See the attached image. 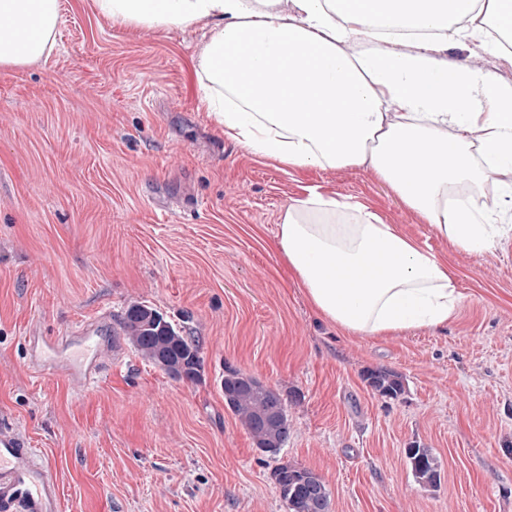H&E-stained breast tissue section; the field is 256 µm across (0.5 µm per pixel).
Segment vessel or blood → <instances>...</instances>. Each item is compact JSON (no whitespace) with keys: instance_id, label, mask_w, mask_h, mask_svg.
<instances>
[{"instance_id":"vessel-or-blood-1","label":"vessel or blood","mask_w":512,"mask_h":512,"mask_svg":"<svg viewBox=\"0 0 512 512\" xmlns=\"http://www.w3.org/2000/svg\"><path fill=\"white\" fill-rule=\"evenodd\" d=\"M102 326V321L93 320L68 336L29 337L30 367L68 381L96 382L105 370L99 343ZM61 501L55 466L18 426L0 422V512H61Z\"/></svg>"}]
</instances>
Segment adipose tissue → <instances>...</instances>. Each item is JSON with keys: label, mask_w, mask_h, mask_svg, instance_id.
Segmentation results:
<instances>
[{"label": "adipose tissue", "mask_w": 512, "mask_h": 512, "mask_svg": "<svg viewBox=\"0 0 512 512\" xmlns=\"http://www.w3.org/2000/svg\"><path fill=\"white\" fill-rule=\"evenodd\" d=\"M113 27L199 28L201 108L225 136L286 168L370 165L455 250L512 235L496 206L462 195L486 170L512 197V84L444 59L479 38L475 17L512 31V0H94ZM425 31L412 53L379 52L381 19ZM59 0H0V68L49 54ZM358 52H347V43ZM252 65L239 70L237 51ZM448 137H441V129ZM275 248L327 321L349 336L446 326L458 307L447 262L366 206L309 191L280 217Z\"/></svg>", "instance_id": "ef3b65f1"}]
</instances>
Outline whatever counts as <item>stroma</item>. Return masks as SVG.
Wrapping results in <instances>:
<instances>
[{"mask_svg": "<svg viewBox=\"0 0 512 512\" xmlns=\"http://www.w3.org/2000/svg\"><path fill=\"white\" fill-rule=\"evenodd\" d=\"M47 58L0 69V417L56 466L62 512H287L277 463L313 470L330 512H512V241L455 250L367 165L284 170L198 107L199 30L113 28L60 0ZM449 61L512 84V58L458 39ZM317 189L377 212L447 259L446 327L347 336L271 247L285 207ZM198 341L201 375L170 377L128 342L130 302ZM112 316L95 384L33 371L30 331ZM279 392L290 435L261 455L224 407L225 367ZM400 373L374 394L366 370ZM442 462L415 480L405 450ZM363 379L372 391L383 397L397 398L405 392L402 376L388 369L367 370ZM416 481L424 488L435 489L441 482V465L429 448L411 445L405 450Z\"/></svg>", "mask_w": 512, "mask_h": 512, "instance_id": "1", "label": "stroma"}]
</instances>
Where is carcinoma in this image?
Masks as SVG:
<instances>
[{
    "instance_id": "obj_1",
    "label": "carcinoma",
    "mask_w": 512,
    "mask_h": 512,
    "mask_svg": "<svg viewBox=\"0 0 512 512\" xmlns=\"http://www.w3.org/2000/svg\"><path fill=\"white\" fill-rule=\"evenodd\" d=\"M124 335L141 357L167 374L195 380L202 363L199 345L154 308L143 303L128 306L122 322ZM363 379L372 391L397 398L405 392L401 375L384 368L364 372ZM224 405L253 437L257 449L276 456L288 443L290 428L283 398L239 369L226 367L221 380ZM416 481L435 489L441 482V465L428 448L412 445L405 449ZM288 512H328L329 490L312 470L279 464L273 471Z\"/></svg>"
}]
</instances>
